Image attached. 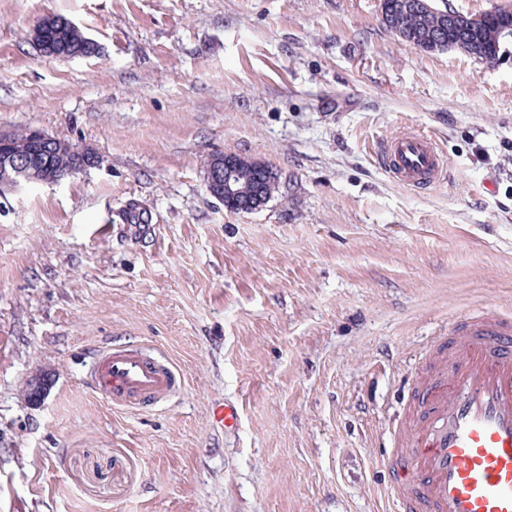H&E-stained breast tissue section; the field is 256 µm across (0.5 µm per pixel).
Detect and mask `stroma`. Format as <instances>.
<instances>
[{
    "label": "stroma",
    "mask_w": 512,
    "mask_h": 512,
    "mask_svg": "<svg viewBox=\"0 0 512 512\" xmlns=\"http://www.w3.org/2000/svg\"><path fill=\"white\" fill-rule=\"evenodd\" d=\"M53 15L98 53L43 55ZM33 129L96 162L0 192V512H394L380 456L434 337L512 314V43L426 52L381 0H0V131ZM405 129L437 138L438 186L383 169ZM216 154L281 191L228 210ZM109 342L182 389L114 408L87 381Z\"/></svg>",
    "instance_id": "stroma-1"
}]
</instances>
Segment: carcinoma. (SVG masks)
I'll list each match as a JSON object with an SVG mask.
<instances>
[{"label": "carcinoma", "mask_w": 512, "mask_h": 512, "mask_svg": "<svg viewBox=\"0 0 512 512\" xmlns=\"http://www.w3.org/2000/svg\"><path fill=\"white\" fill-rule=\"evenodd\" d=\"M488 20L481 28L470 27L460 13L433 7L431 0H381L382 23L399 39L424 51L460 50L475 59L489 62L501 53L497 32L512 27V9L496 8L487 12ZM47 26L55 31V39L46 52L68 57H87L97 52V45L62 16L45 17ZM37 155L39 164L63 171L81 170L91 163L90 154L69 143L35 142L18 158L19 165L30 163Z\"/></svg>", "instance_id": "1"}]
</instances>
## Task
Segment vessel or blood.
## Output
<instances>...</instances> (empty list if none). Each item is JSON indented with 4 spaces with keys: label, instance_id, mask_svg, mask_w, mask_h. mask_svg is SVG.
Masks as SVG:
<instances>
[{
    "label": "vessel or blood",
    "instance_id": "1",
    "mask_svg": "<svg viewBox=\"0 0 512 512\" xmlns=\"http://www.w3.org/2000/svg\"><path fill=\"white\" fill-rule=\"evenodd\" d=\"M398 183H438L446 160L436 141L402 131L379 147ZM429 377L414 388L404 452L388 457L398 512H512V318L487 308L455 318L435 344ZM95 391L118 408L148 409L180 386L172 364L136 347L91 358Z\"/></svg>",
    "mask_w": 512,
    "mask_h": 512
}]
</instances>
